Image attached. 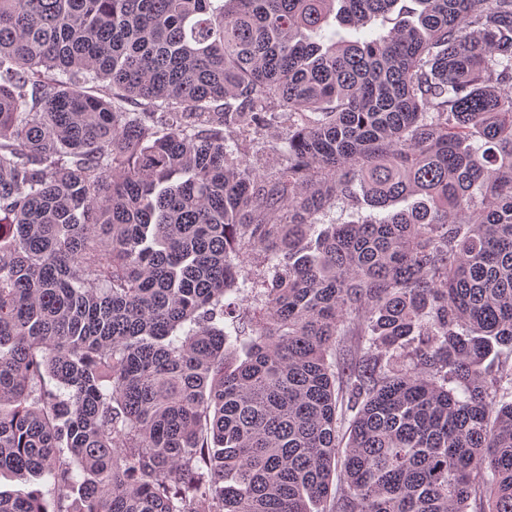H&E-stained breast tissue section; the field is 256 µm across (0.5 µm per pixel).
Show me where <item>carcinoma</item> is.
<instances>
[{
	"label": "carcinoma",
	"mask_w": 512,
	"mask_h": 512,
	"mask_svg": "<svg viewBox=\"0 0 512 512\" xmlns=\"http://www.w3.org/2000/svg\"><path fill=\"white\" fill-rule=\"evenodd\" d=\"M4 473L512 512V0H0Z\"/></svg>",
	"instance_id": "obj_1"
}]
</instances>
